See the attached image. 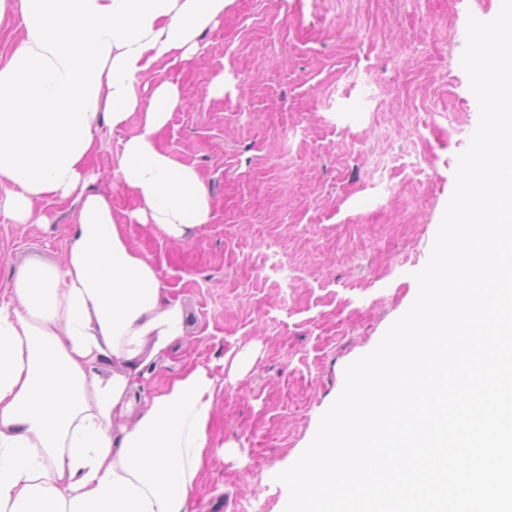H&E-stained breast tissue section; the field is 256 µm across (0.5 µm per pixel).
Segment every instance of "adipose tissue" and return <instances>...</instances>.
<instances>
[{
  "label": "adipose tissue",
  "mask_w": 512,
  "mask_h": 512,
  "mask_svg": "<svg viewBox=\"0 0 512 512\" xmlns=\"http://www.w3.org/2000/svg\"><path fill=\"white\" fill-rule=\"evenodd\" d=\"M228 2L19 0L24 36L0 64V210L45 228L40 200L79 207L62 262L26 263L0 298V512H198L224 378L196 364L145 390L143 350L159 357L185 339L184 310L111 201L86 187L101 122L137 113L141 132L114 158L138 203L130 219L170 240L210 223L199 173L156 140L179 88L146 76L192 61Z\"/></svg>",
  "instance_id": "1"
}]
</instances>
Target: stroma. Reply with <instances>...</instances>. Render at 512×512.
Returning <instances> with one entry per match:
<instances>
[{
  "instance_id": "obj_1",
  "label": "stroma",
  "mask_w": 512,
  "mask_h": 512,
  "mask_svg": "<svg viewBox=\"0 0 512 512\" xmlns=\"http://www.w3.org/2000/svg\"><path fill=\"white\" fill-rule=\"evenodd\" d=\"M501 0H231L188 66L153 81L183 103L158 134L197 169L210 224L172 241L126 227L180 298L188 336L152 373L213 365L224 396L218 449L196 492L204 512H284L278 473L310 444L344 386L412 305L479 109L461 66L468 17ZM223 81L224 94L209 85ZM141 131L101 124L93 191L118 217L136 206L113 159ZM50 229L0 213V293L23 260L60 259L78 208L41 202ZM244 369L224 373L227 354Z\"/></svg>"
}]
</instances>
